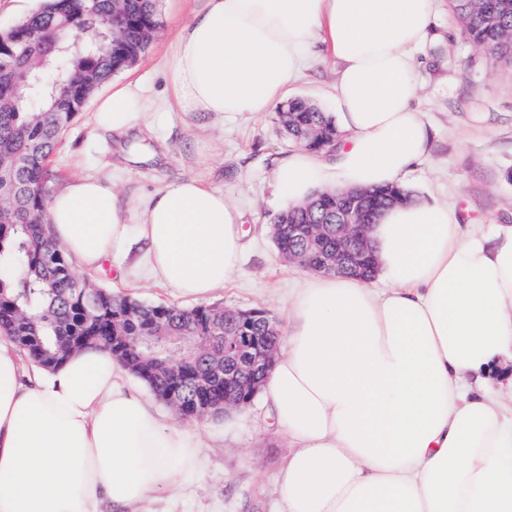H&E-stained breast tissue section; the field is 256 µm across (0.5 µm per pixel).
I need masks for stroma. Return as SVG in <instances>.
I'll return each mask as SVG.
<instances>
[{
  "instance_id": "35a3bbf8",
  "label": "stroma",
  "mask_w": 512,
  "mask_h": 512,
  "mask_svg": "<svg viewBox=\"0 0 512 512\" xmlns=\"http://www.w3.org/2000/svg\"><path fill=\"white\" fill-rule=\"evenodd\" d=\"M205 6L206 0H160L162 26L155 41L135 64L95 90L59 139L47 166L57 185L75 176L111 175L119 196L133 202L188 177L223 191L242 214L246 249L239 273L207 304L259 310L283 328L288 300L307 275L306 269L282 257L271 236V221L284 209L273 171L279 159L295 150V143L273 111L221 117L159 109L168 94L167 62L174 38ZM311 56L287 95L335 113L339 64L320 44ZM418 58L422 87L415 104L435 137L431 157L410 174L411 190L417 198L448 203L465 227L487 232L496 224H512V67L492 63L486 51L467 42L450 0H440L431 39ZM130 81L139 82L156 115L151 132L120 150L110 134L94 129L93 114L99 97ZM91 279L141 303L195 306L157 284L131 288L116 275L103 273ZM265 412L259 396L238 410L223 447L209 449L202 473L186 479L181 495L161 494L153 512H281L274 484L288 440Z\"/></svg>"
}]
</instances>
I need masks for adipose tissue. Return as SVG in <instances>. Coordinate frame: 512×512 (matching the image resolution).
Returning a JSON list of instances; mask_svg holds the SVG:
<instances>
[{"label": "adipose tissue", "mask_w": 512, "mask_h": 512, "mask_svg": "<svg viewBox=\"0 0 512 512\" xmlns=\"http://www.w3.org/2000/svg\"><path fill=\"white\" fill-rule=\"evenodd\" d=\"M436 0H207L182 28L165 109L268 112L324 44L339 62L332 155L300 148L275 172L285 206L318 189L407 188L433 136L414 104L416 51ZM123 138L150 127L132 84L95 111ZM53 239L87 271L130 265L195 300L229 282L245 249L239 210L203 180L143 203L111 178L66 181L47 199ZM378 295L356 277L313 274L288 313L286 349L261 393L288 439L283 512H512V224L463 231L445 204L386 209L369 230ZM208 437L166 423L112 353L26 364L0 332V512H150L200 469Z\"/></svg>", "instance_id": "ef3b65f1"}]
</instances>
